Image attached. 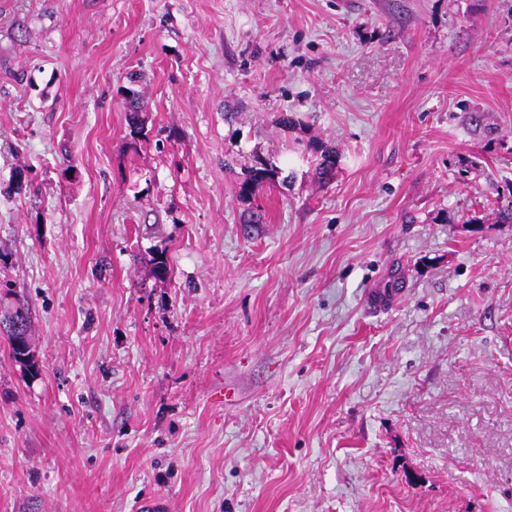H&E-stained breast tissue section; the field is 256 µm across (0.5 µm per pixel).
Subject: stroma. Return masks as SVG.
Wrapping results in <instances>:
<instances>
[{"instance_id": "1", "label": "stroma", "mask_w": 512, "mask_h": 512, "mask_svg": "<svg viewBox=\"0 0 512 512\" xmlns=\"http://www.w3.org/2000/svg\"><path fill=\"white\" fill-rule=\"evenodd\" d=\"M509 205L512 0H0V512H512ZM135 95L136 96L134 99H132L131 101H125L123 104L124 109L127 112L126 121L130 129L129 135L132 136L134 140H139V137L143 135L144 120L141 116L142 106L140 102V92L138 91V94L136 93ZM260 167H251L240 184L239 197L244 202L251 203L256 194L264 186L275 184L282 169L271 163H260ZM3 320H0L2 329L6 332L7 336H21L22 348H16L12 345L13 357L16 362L21 364L29 373L38 372L37 364L34 361V356L31 351V325L28 316V311L16 308L14 312L8 315H3Z\"/></svg>"}]
</instances>
